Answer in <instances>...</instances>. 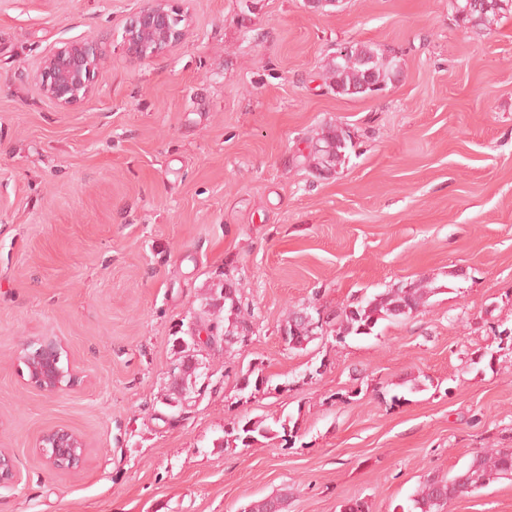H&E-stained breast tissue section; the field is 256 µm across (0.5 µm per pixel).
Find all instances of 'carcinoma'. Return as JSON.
<instances>
[{"instance_id": "obj_1", "label": "carcinoma", "mask_w": 512, "mask_h": 512, "mask_svg": "<svg viewBox=\"0 0 512 512\" xmlns=\"http://www.w3.org/2000/svg\"><path fill=\"white\" fill-rule=\"evenodd\" d=\"M469 0H454L456 14L461 16L465 25L489 27L504 12L512 11V0H487V9L474 7L465 11ZM396 73V65L384 61L379 49L367 44H352L346 55L334 56L328 63L327 79L333 92L342 96H359L361 88L372 83L382 86ZM350 142L349 133L342 128H330L318 138L309 149L304 160L316 172L339 164L345 156ZM238 289L228 285L224 296L216 298L212 295L204 298V313L213 317L211 327L215 330L213 343H224V351H229L236 344H243V338L252 332L249 313L242 300L237 297ZM425 288L416 284L411 288L402 286L386 293L378 294L370 299L361 300L345 308L337 315V321L327 318L324 326L310 328V322L295 312L284 325L287 330H294L288 336V344L294 349H304L316 338V333L324 332V328L336 323L334 330L336 340L343 341L346 337L370 335L382 320H395L408 317L423 305ZM234 377L236 391L240 398L265 393L279 386L272 380L256 373L252 368L245 372L224 371V377ZM280 430L288 433L289 420L279 421ZM278 430V431H280ZM278 431L265 424L264 420L240 419L232 422V426L224 431V435L233 438L244 447L251 446L258 438L278 435ZM512 476V448H496L474 456L471 462L460 473L451 479L438 477L427 478L412 499L414 512H442L452 500L480 489L490 482ZM284 499L267 497L249 504V512H282Z\"/></svg>"}]
</instances>
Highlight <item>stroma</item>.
Segmentation results:
<instances>
[{
  "instance_id": "obj_1",
  "label": "stroma",
  "mask_w": 512,
  "mask_h": 512,
  "mask_svg": "<svg viewBox=\"0 0 512 512\" xmlns=\"http://www.w3.org/2000/svg\"><path fill=\"white\" fill-rule=\"evenodd\" d=\"M146 0H0V449L17 480L0 512H404L422 482L512 448V13L464 27L452 0H181L188 35L150 62L122 34ZM89 36L106 63L63 109L37 79ZM367 43L398 73L373 97L326 84L336 48ZM346 129L328 175L298 164ZM232 283L247 346L202 348L199 403L169 371L205 296ZM410 282L413 315L289 348L294 311L324 313ZM65 344L81 383L28 381L24 345ZM280 391L240 400L225 369ZM291 418L228 445L239 418ZM87 450L50 467L42 433ZM444 512H512V478ZM49 443H51L52 446H48ZM39 448L48 464L53 468L57 470H69L82 461L85 454L86 443L80 435L72 430L66 428H51L46 430L40 437ZM45 448H56V452H58V448H62L64 457H68V453L70 452L72 454L71 465L69 467L59 466V457L56 454L49 457ZM77 448H79V453H77ZM74 459H76L77 462H75ZM75 463L77 464L75 465Z\"/></svg>"
}]
</instances>
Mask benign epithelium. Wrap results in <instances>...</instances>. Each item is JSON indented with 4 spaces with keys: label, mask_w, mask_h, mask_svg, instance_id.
<instances>
[{
    "label": "benign epithelium",
    "mask_w": 512,
    "mask_h": 512,
    "mask_svg": "<svg viewBox=\"0 0 512 512\" xmlns=\"http://www.w3.org/2000/svg\"><path fill=\"white\" fill-rule=\"evenodd\" d=\"M182 18L176 0H147L146 5L133 15L125 26L123 44L126 53L141 62H149L166 55L182 43L186 27L176 28L174 18ZM104 65V54L99 41L89 36L68 43L49 55L41 63L43 93L59 107L68 109L84 103L93 93L99 71ZM31 374V382L44 391L55 393L70 390L80 383V372L70 368L62 371L57 366L59 357L52 350L34 356L21 357ZM62 449L63 455H72L82 461L86 443L75 432L66 428H51L40 437L39 448L49 465L60 469L58 456L48 455L45 448ZM17 470L9 453L0 454V485L16 481Z\"/></svg>",
    "instance_id": "benign-epithelium-1"
}]
</instances>
